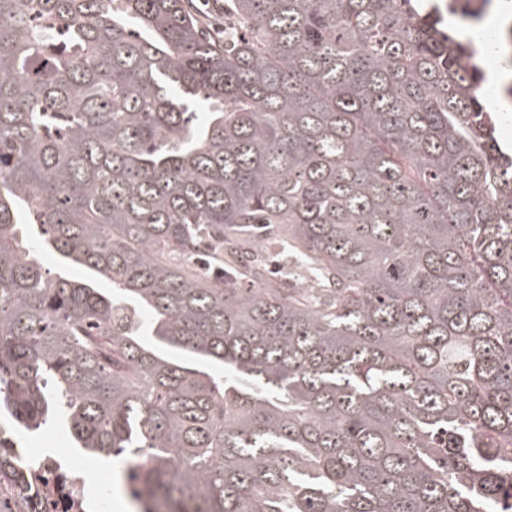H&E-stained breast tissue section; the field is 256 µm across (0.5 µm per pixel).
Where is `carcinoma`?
<instances>
[{"instance_id": "carcinoma-1", "label": "carcinoma", "mask_w": 512, "mask_h": 512, "mask_svg": "<svg viewBox=\"0 0 512 512\" xmlns=\"http://www.w3.org/2000/svg\"><path fill=\"white\" fill-rule=\"evenodd\" d=\"M232 8L0 0V411L140 512H512V154L455 36Z\"/></svg>"}]
</instances>
